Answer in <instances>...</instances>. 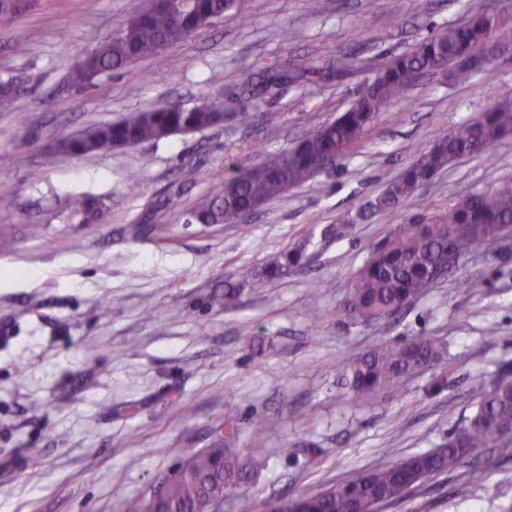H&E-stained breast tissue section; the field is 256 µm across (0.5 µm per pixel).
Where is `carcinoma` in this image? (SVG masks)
I'll return each instance as SVG.
<instances>
[{
	"instance_id": "cac0c4a2",
	"label": "carcinoma",
	"mask_w": 512,
	"mask_h": 512,
	"mask_svg": "<svg viewBox=\"0 0 512 512\" xmlns=\"http://www.w3.org/2000/svg\"><path fill=\"white\" fill-rule=\"evenodd\" d=\"M33 6V0H0V22L13 21ZM241 0H190L177 14L155 6L127 22L112 38L100 44L77 68L74 80L89 83L96 76L122 69L136 61H160L163 51L192 36L199 23L221 18ZM509 21L507 10L494 14L481 10L460 23L433 29L410 49L383 63L374 78L359 89L348 109L336 120L308 132L291 147L267 156L253 165H243L236 174L214 185L192 210L203 224H226L234 215L265 205L288 190L319 176L321 163L337 169L365 132L392 103L407 99L419 79L444 72L457 84H471L480 71L476 63L512 52V43L495 38ZM262 82H294L314 71L286 56L272 65H259ZM217 102L193 107L171 104L162 109L137 110L117 122L99 123L81 133L63 138L58 149L75 155L156 141L177 133L203 131L216 125ZM512 136V92L499 97L474 121L454 130L436 133L434 144L421 153L396 180L369 202L357 217L342 216L325 229L344 235L355 219L386 213L437 172L458 158L489 152ZM512 233V184L489 190H474L448 206L433 211L426 207L408 223L400 225L377 247L355 274L336 316L366 326L379 324L402 312L439 281L431 271L444 266L448 256L466 258L479 236L490 244ZM307 244L301 242L269 258L261 269L243 268L240 280L257 276L277 280L304 265ZM446 344L432 336H413L384 342L346 366L356 397L367 401L442 360ZM478 398L476 410L466 423L448 434L437 451L412 455L398 463L373 467L363 474L300 500L306 512H364L372 501L394 502L418 484L422 475L450 472L467 462L475 448L512 447V379L488 385L473 380ZM266 423L251 424V449L245 453H217L209 448L190 449L181 465L165 476L163 512H205L227 497H244L251 478L267 462L264 453Z\"/></svg>"
}]
</instances>
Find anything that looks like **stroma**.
<instances>
[{
    "label": "stroma",
    "mask_w": 512,
    "mask_h": 512,
    "mask_svg": "<svg viewBox=\"0 0 512 512\" xmlns=\"http://www.w3.org/2000/svg\"><path fill=\"white\" fill-rule=\"evenodd\" d=\"M150 0H36L0 24V512H123L151 496L186 449L213 447L220 423L240 427L231 450L268 424V461L248 487L254 512L315 493L380 463L436 450L473 413L474 377L512 376V258L481 249L397 318L367 327L336 307L371 251L417 213L512 181V138L452 162L414 198L359 222L327 225L366 207L436 130L475 120L512 91V54L474 84L424 78L382 112L335 171L264 206L247 223L202 224L195 201L238 163L288 148L336 119L372 69L434 27L512 0H246L223 24L141 60L73 83L72 74ZM291 28L297 40L282 43ZM322 66L312 89L283 83L242 99L277 112L270 127L223 125L73 156L60 138L173 102L224 96L253 63L281 52ZM198 177L184 182L182 171ZM138 173L132 183L130 173ZM101 201L83 221L74 197ZM307 240L311 262L287 277L224 285L243 266ZM320 282L312 291L311 282ZM238 282V281H237ZM434 336L445 360L358 401L343 362L388 341ZM194 406L184 417L181 404ZM482 479L471 476L473 467ZM382 512H512V448H479L466 465L420 483Z\"/></svg>",
    "instance_id": "stroma-1"
}]
</instances>
